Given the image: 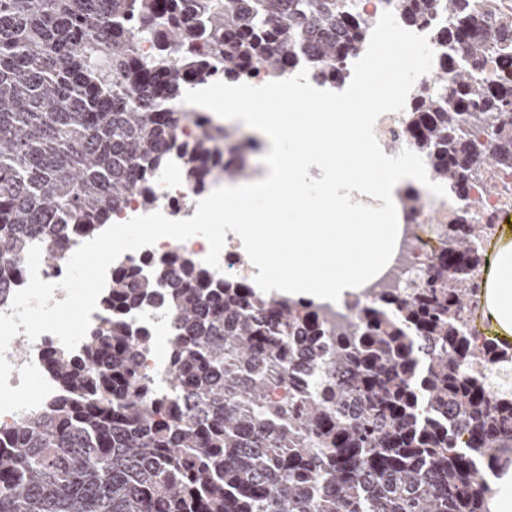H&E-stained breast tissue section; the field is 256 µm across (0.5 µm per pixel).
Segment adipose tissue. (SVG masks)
<instances>
[{
  "label": "adipose tissue",
  "mask_w": 512,
  "mask_h": 512,
  "mask_svg": "<svg viewBox=\"0 0 512 512\" xmlns=\"http://www.w3.org/2000/svg\"><path fill=\"white\" fill-rule=\"evenodd\" d=\"M480 309L496 340L512 344V233L504 232L483 269Z\"/></svg>",
  "instance_id": "adipose-tissue-1"
}]
</instances>
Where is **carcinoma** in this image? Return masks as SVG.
I'll use <instances>...</instances> for the list:
<instances>
[{
	"instance_id": "1",
	"label": "carcinoma",
	"mask_w": 512,
	"mask_h": 512,
	"mask_svg": "<svg viewBox=\"0 0 512 512\" xmlns=\"http://www.w3.org/2000/svg\"><path fill=\"white\" fill-rule=\"evenodd\" d=\"M472 2L395 0L403 23L447 15L433 37L464 56L440 64L455 84L408 113L411 143L462 202L423 279L335 324L189 253L154 259L150 278L113 268L98 333L46 355L58 394L0 427V512H485L512 462V350L467 320L492 228L473 189L481 165L512 173V80L480 78L512 45V12ZM373 25L358 0H0V301L36 242L52 266L130 195L149 201L171 149L187 182L213 161L245 175L250 136L202 117L192 142L172 140L188 88L281 76L302 53L341 80ZM150 305L172 314L167 394L145 372L149 327L127 320Z\"/></svg>"
}]
</instances>
